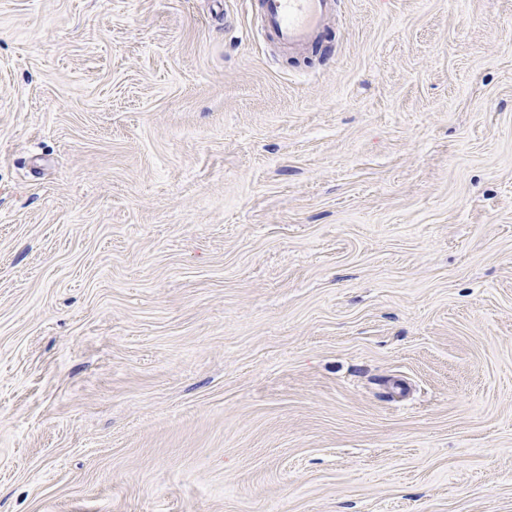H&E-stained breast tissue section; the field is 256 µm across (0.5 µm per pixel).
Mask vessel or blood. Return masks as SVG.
I'll use <instances>...</instances> for the list:
<instances>
[{"label":"vessel or blood","mask_w":512,"mask_h":512,"mask_svg":"<svg viewBox=\"0 0 512 512\" xmlns=\"http://www.w3.org/2000/svg\"><path fill=\"white\" fill-rule=\"evenodd\" d=\"M338 0H262L270 33L284 46L304 49L336 11Z\"/></svg>","instance_id":"obj_1"}]
</instances>
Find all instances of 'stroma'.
Segmentation results:
<instances>
[{"instance_id":"35a3bbf8","label":"stroma","mask_w":512,"mask_h":512,"mask_svg":"<svg viewBox=\"0 0 512 512\" xmlns=\"http://www.w3.org/2000/svg\"><path fill=\"white\" fill-rule=\"evenodd\" d=\"M0 512H512V0H0ZM269 32L288 49H304L318 36L338 0H261Z\"/></svg>"}]
</instances>
